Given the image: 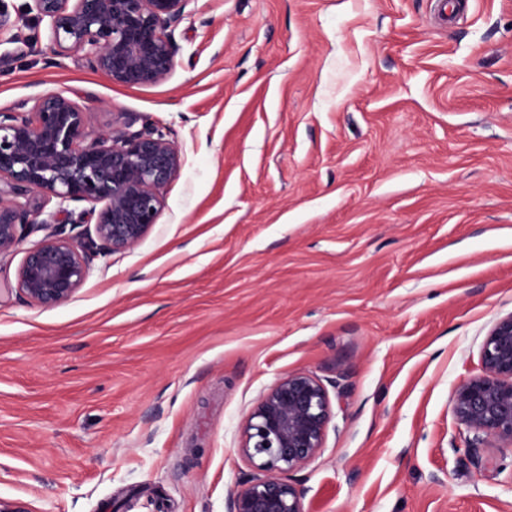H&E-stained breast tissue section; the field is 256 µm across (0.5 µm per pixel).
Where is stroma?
Masks as SVG:
<instances>
[{
    "label": "stroma",
    "instance_id": "35a3bbf8",
    "mask_svg": "<svg viewBox=\"0 0 512 512\" xmlns=\"http://www.w3.org/2000/svg\"><path fill=\"white\" fill-rule=\"evenodd\" d=\"M0 108L58 92L93 132L181 149L160 216L68 302L0 256V500L228 512L242 424L282 375L340 386L308 512H512L451 394L512 312V0H191L164 82L55 55L6 0Z\"/></svg>",
    "mask_w": 512,
    "mask_h": 512
}]
</instances>
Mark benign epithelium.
<instances>
[{"label": "benign epithelium", "instance_id": "obj_1", "mask_svg": "<svg viewBox=\"0 0 512 512\" xmlns=\"http://www.w3.org/2000/svg\"><path fill=\"white\" fill-rule=\"evenodd\" d=\"M189 0H30L26 13L47 21L58 55L82 54L115 84L152 85L174 71V30ZM175 141L147 125L137 131L92 135L85 112L61 93H45L27 107L0 108V255L31 231L36 196L58 200L75 228L96 214L95 236L54 230L26 252L17 290L29 302L54 307L69 301L99 255L135 248L156 224L160 194L182 167ZM457 422L473 434L472 448L494 439L512 452V313L494 320L481 346V373L452 395ZM332 406L314 375L289 372L260 397L245 421L240 453L254 473L230 498L229 512H307L303 492L289 479L321 455Z\"/></svg>", "mask_w": 512, "mask_h": 512}]
</instances>
